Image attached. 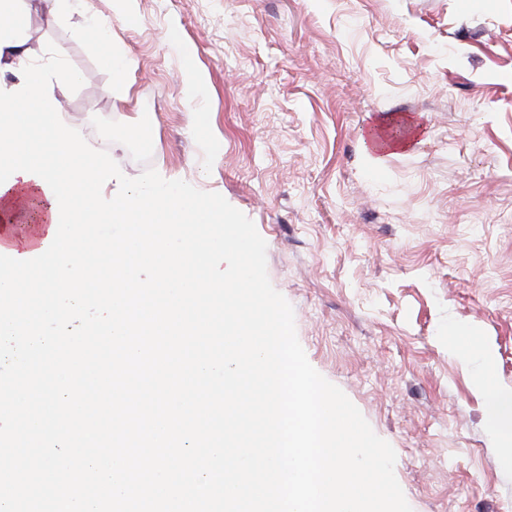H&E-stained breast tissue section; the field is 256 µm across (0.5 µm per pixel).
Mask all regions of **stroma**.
<instances>
[{"label": "stroma", "mask_w": 512, "mask_h": 512, "mask_svg": "<svg viewBox=\"0 0 512 512\" xmlns=\"http://www.w3.org/2000/svg\"><path fill=\"white\" fill-rule=\"evenodd\" d=\"M20 7L29 56L54 44L83 78L54 89L63 123L125 176L154 168L254 222L310 364L394 448L412 512H512L480 388L512 389V0ZM88 17L110 39L78 38ZM408 121L412 146L368 152L369 129Z\"/></svg>", "instance_id": "35a3bbf8"}]
</instances>
